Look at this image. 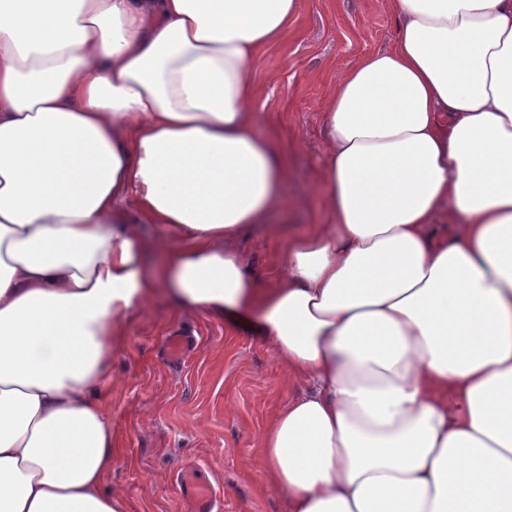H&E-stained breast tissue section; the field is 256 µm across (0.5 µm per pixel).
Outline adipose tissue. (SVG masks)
<instances>
[{"mask_svg":"<svg viewBox=\"0 0 512 512\" xmlns=\"http://www.w3.org/2000/svg\"><path fill=\"white\" fill-rule=\"evenodd\" d=\"M396 9L263 285L233 242L288 169L249 76L297 0H0V512H122L99 390L159 287L314 381L257 441L288 512H512V0Z\"/></svg>","mask_w":512,"mask_h":512,"instance_id":"adipose-tissue-1","label":"adipose tissue"}]
</instances>
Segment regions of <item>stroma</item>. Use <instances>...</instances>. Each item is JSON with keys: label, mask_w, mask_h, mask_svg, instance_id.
Returning <instances> with one entry per match:
<instances>
[{"label": "stroma", "mask_w": 512, "mask_h": 512, "mask_svg": "<svg viewBox=\"0 0 512 512\" xmlns=\"http://www.w3.org/2000/svg\"><path fill=\"white\" fill-rule=\"evenodd\" d=\"M396 30L394 0H298L288 39L263 49L250 106L288 165L282 205L268 217L284 233L256 224L233 247L265 278L281 275L289 236L321 220L330 89L361 55L390 48ZM173 336L189 339L183 358L169 352ZM112 375L102 394L120 454L105 486L123 512H190L188 472L207 485L215 512H288L267 485L256 438L300 386L254 321L185 311L157 290L144 312L125 317Z\"/></svg>", "instance_id": "obj_1"}]
</instances>
